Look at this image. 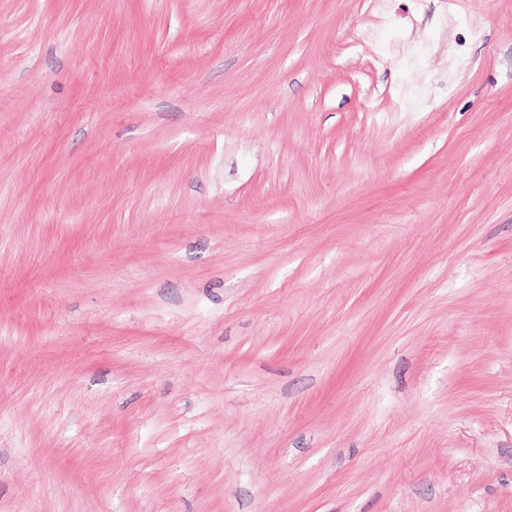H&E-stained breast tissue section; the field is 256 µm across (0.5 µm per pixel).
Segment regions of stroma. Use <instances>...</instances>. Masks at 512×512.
Returning a JSON list of instances; mask_svg holds the SVG:
<instances>
[{
    "mask_svg": "<svg viewBox=\"0 0 512 512\" xmlns=\"http://www.w3.org/2000/svg\"><path fill=\"white\" fill-rule=\"evenodd\" d=\"M0 512H512V0H0Z\"/></svg>",
    "mask_w": 512,
    "mask_h": 512,
    "instance_id": "stroma-1",
    "label": "stroma"
}]
</instances>
